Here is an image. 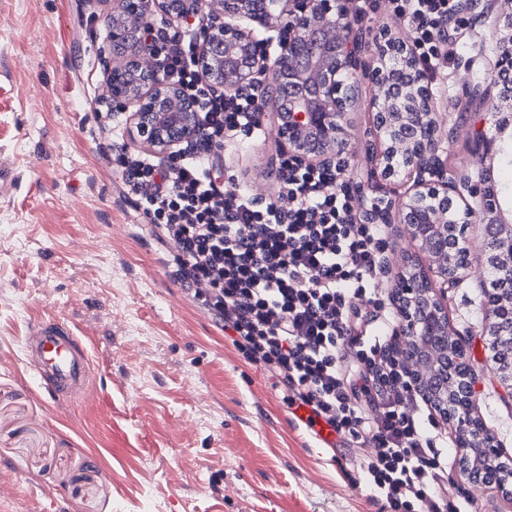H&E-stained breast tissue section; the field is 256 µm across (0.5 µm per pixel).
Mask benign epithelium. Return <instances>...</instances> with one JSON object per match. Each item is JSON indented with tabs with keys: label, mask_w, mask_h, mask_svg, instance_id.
<instances>
[{
	"label": "benign epithelium",
	"mask_w": 512,
	"mask_h": 512,
	"mask_svg": "<svg viewBox=\"0 0 512 512\" xmlns=\"http://www.w3.org/2000/svg\"><path fill=\"white\" fill-rule=\"evenodd\" d=\"M106 23L112 34V69L106 87L110 111L125 117L133 138L167 157L196 136L191 99L173 85L158 63V50L140 38L158 10L176 32L201 18L198 65L207 83L231 94L249 84L256 70L265 72L259 101L262 122L272 127L283 153L303 165L329 166L351 151L347 109L362 70L357 55L354 12L349 0H114ZM509 33L496 40L492 53L495 84L512 95V12L505 16ZM379 65L368 73L379 90L372 101L383 146L377 154L382 176L398 180L390 209L375 212V224H403L428 261L411 265L399 276L393 295L414 383L439 412L448 413V380H453L457 411L467 413L477 398L457 343L448 353L447 293L457 286L473 260L468 232L448 254V225L479 220L483 263L512 269V210L505 209L493 187L492 172L480 165L467 175L477 188L464 191V178L448 174L440 154L454 137L443 132L420 63L408 44L386 37L378 47ZM484 147L503 150L512 129L490 113L471 129ZM466 194L464 208H448L449 193ZM493 307L509 312L505 329L488 318L485 332L495 337V352L512 351V289L493 290Z\"/></svg>",
	"instance_id": "1"
}]
</instances>
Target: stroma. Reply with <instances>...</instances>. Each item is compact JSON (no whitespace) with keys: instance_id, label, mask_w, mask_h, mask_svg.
<instances>
[{"instance_id":"1","label":"stroma","mask_w":512,"mask_h":512,"mask_svg":"<svg viewBox=\"0 0 512 512\" xmlns=\"http://www.w3.org/2000/svg\"><path fill=\"white\" fill-rule=\"evenodd\" d=\"M110 0H0V512H381L352 486L362 448H323L286 421L275 380L250 365L213 317L169 273L168 245L152 234L114 175L102 57L112 40ZM364 68L378 64L381 32L413 41L411 26L380 0L356 24ZM501 32L477 19L434 97L456 134L444 150L464 174L480 152L474 114L512 102L487 85L471 99L463 62L488 72L483 54ZM370 84L349 114L347 176L360 196L391 187L373 157L380 139ZM280 148L273 133L249 150L219 155L253 193L270 200ZM387 275L418 256L406 227H387ZM473 263L448 291V322L466 350L478 391L472 416L512 458V398L484 335L482 287ZM57 318L86 337L93 379L85 399L55 404L32 381L25 337ZM471 512H512L498 488L456 481Z\"/></svg>"}]
</instances>
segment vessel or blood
I'll return each instance as SVG.
<instances>
[{
  "label": "vessel or blood",
  "instance_id": "vessel-or-blood-1",
  "mask_svg": "<svg viewBox=\"0 0 512 512\" xmlns=\"http://www.w3.org/2000/svg\"><path fill=\"white\" fill-rule=\"evenodd\" d=\"M26 358L38 387L57 403L88 393L92 376L88 348L67 323L54 318L34 323L26 338ZM287 422L322 445L332 448L339 440L309 406L290 407Z\"/></svg>",
  "mask_w": 512,
  "mask_h": 512
}]
</instances>
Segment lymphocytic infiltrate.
Listing matches in <instances>:
<instances>
[{
	"label": "lymphocytic infiltrate",
	"instance_id": "obj_1",
	"mask_svg": "<svg viewBox=\"0 0 512 512\" xmlns=\"http://www.w3.org/2000/svg\"><path fill=\"white\" fill-rule=\"evenodd\" d=\"M392 2L415 33L422 68L444 90L457 37L473 27L462 0ZM159 64L194 102L199 136L173 164L119 154L118 177L169 244L174 278L250 364L277 380L286 405L310 406L350 447L372 449L359 480L383 512H458L447 494L449 439L393 344L399 318L378 289L386 227L358 216L346 163L281 158L269 202L228 191L237 174L213 153L261 138L262 77L231 95L216 92L188 33L161 45ZM361 302L375 315L362 317Z\"/></svg>",
	"mask_w": 512,
	"mask_h": 512
}]
</instances>
